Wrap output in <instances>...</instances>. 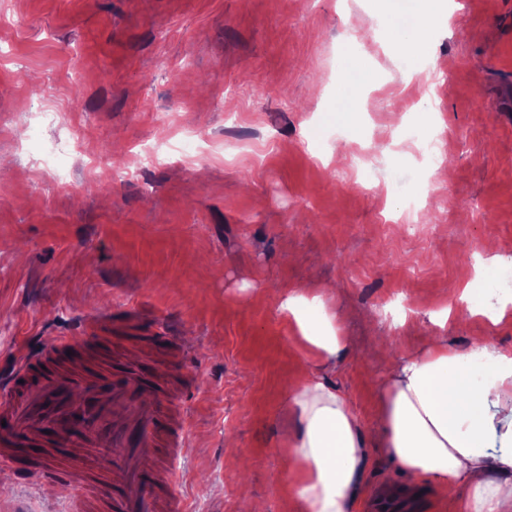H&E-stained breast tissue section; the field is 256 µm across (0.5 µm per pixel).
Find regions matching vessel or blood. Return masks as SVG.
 I'll return each mask as SVG.
<instances>
[{
  "label": "vessel or blood",
  "instance_id": "obj_1",
  "mask_svg": "<svg viewBox=\"0 0 512 512\" xmlns=\"http://www.w3.org/2000/svg\"><path fill=\"white\" fill-rule=\"evenodd\" d=\"M111 331V320L80 318L0 371V458L17 481L69 488L74 512H190L167 466L190 446L189 355L165 333ZM367 512L409 510L382 492Z\"/></svg>",
  "mask_w": 512,
  "mask_h": 512
}]
</instances>
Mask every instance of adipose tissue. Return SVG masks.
Listing matches in <instances>:
<instances>
[{
    "label": "adipose tissue",
    "instance_id": "ef3b65f1",
    "mask_svg": "<svg viewBox=\"0 0 512 512\" xmlns=\"http://www.w3.org/2000/svg\"><path fill=\"white\" fill-rule=\"evenodd\" d=\"M306 350L324 364L347 345L320 295L283 294ZM298 426L288 479L307 512H351L364 469V435L343 393L323 378L292 388ZM378 440L417 480L465 488V512H512V349L476 343L460 351L434 339L398 360L382 387Z\"/></svg>",
    "mask_w": 512,
    "mask_h": 512
}]
</instances>
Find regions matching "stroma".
<instances>
[{
	"label": "stroma",
	"instance_id": "1",
	"mask_svg": "<svg viewBox=\"0 0 512 512\" xmlns=\"http://www.w3.org/2000/svg\"><path fill=\"white\" fill-rule=\"evenodd\" d=\"M387 0H0V367L28 338L112 314L122 336L169 328L199 374L192 446L170 463L193 512H242V489L265 512H306L286 429L293 382L316 372L342 392L365 433L353 512L377 484L411 481L374 438L391 357L444 336L512 349V317L491 325L450 288L483 257L512 270V0H462L419 51L447 86L421 104L382 36ZM369 74L366 96L335 114L347 40ZM68 117L88 149L69 184L29 165L53 133L12 121L23 92ZM431 118L447 140V182L401 229L406 197L337 164L385 145L396 112ZM252 145L231 163L136 156L163 131ZM127 168L104 179L98 158ZM322 293L347 336L330 365L309 358L280 313L286 292ZM448 307L445 326L434 310ZM414 482V481H411ZM416 512H461L463 491L414 482ZM0 512H71L66 488L18 484L0 461Z\"/></svg>",
	"mask_w": 512,
	"mask_h": 512
}]
</instances>
